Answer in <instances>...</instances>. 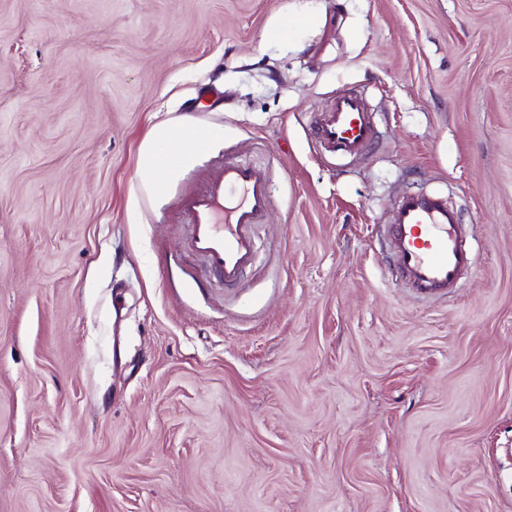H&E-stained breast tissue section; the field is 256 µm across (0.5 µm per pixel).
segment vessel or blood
Masks as SVG:
<instances>
[{
  "label": "vessel or blood",
  "instance_id": "1",
  "mask_svg": "<svg viewBox=\"0 0 512 512\" xmlns=\"http://www.w3.org/2000/svg\"><path fill=\"white\" fill-rule=\"evenodd\" d=\"M314 133L325 152L356 157L373 137L372 113L357 92L336 96L322 112ZM271 186L253 164L225 159L223 166L181 206L191 227L190 250L225 284L238 281L257 256L255 228L270 208ZM397 274L423 292L456 287L475 265L462 243L455 210L436 194H409L393 206L388 226Z\"/></svg>",
  "mask_w": 512,
  "mask_h": 512
}]
</instances>
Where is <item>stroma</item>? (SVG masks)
Instances as JSON below:
<instances>
[{"label": "stroma", "instance_id": "obj_1", "mask_svg": "<svg viewBox=\"0 0 512 512\" xmlns=\"http://www.w3.org/2000/svg\"><path fill=\"white\" fill-rule=\"evenodd\" d=\"M351 89L376 137L322 155ZM192 109L223 141L129 207ZM227 154L273 195L235 288L178 206ZM411 191L456 296L388 273ZM0 512H512V0H0ZM387 225L397 274L420 291L448 292L475 265L455 210L439 195L401 197Z\"/></svg>", "mask_w": 512, "mask_h": 512}]
</instances>
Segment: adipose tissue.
Returning <instances> with one entry per match:
<instances>
[{
    "instance_id": "ef3b65f1",
    "label": "adipose tissue",
    "mask_w": 512,
    "mask_h": 512,
    "mask_svg": "<svg viewBox=\"0 0 512 512\" xmlns=\"http://www.w3.org/2000/svg\"><path fill=\"white\" fill-rule=\"evenodd\" d=\"M216 128L190 117L161 122L152 127L142 142L137 161V177L143 191L160 183H171L193 164L198 152L218 138Z\"/></svg>"
}]
</instances>
